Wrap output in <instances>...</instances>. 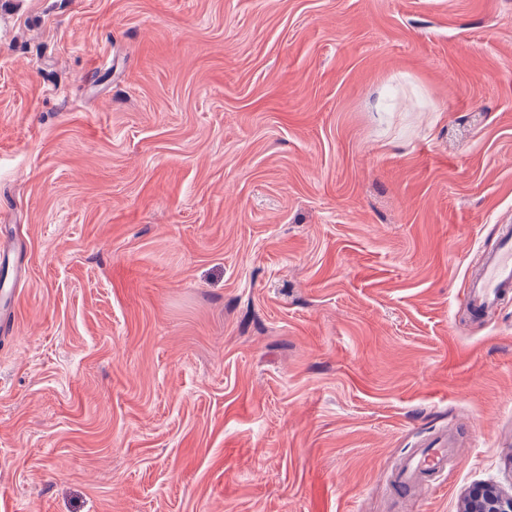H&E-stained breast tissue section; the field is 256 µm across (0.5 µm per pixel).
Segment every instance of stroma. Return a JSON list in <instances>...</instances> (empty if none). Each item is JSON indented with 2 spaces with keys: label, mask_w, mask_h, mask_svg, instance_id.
I'll return each mask as SVG.
<instances>
[{
  "label": "stroma",
  "mask_w": 512,
  "mask_h": 512,
  "mask_svg": "<svg viewBox=\"0 0 512 512\" xmlns=\"http://www.w3.org/2000/svg\"><path fill=\"white\" fill-rule=\"evenodd\" d=\"M509 214L512 0H0V512L512 485ZM497 244L481 252L464 289L465 315L483 321L512 297V224H497ZM455 437L441 434L425 446L402 457L394 472L392 486L402 497H411L432 488L439 478L448 476V464L454 456Z\"/></svg>",
  "instance_id": "obj_1"
}]
</instances>
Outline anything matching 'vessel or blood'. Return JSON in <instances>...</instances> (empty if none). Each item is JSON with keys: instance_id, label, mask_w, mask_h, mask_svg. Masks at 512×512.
<instances>
[{"instance_id": "vessel-or-blood-1", "label": "vessel or blood", "mask_w": 512, "mask_h": 512, "mask_svg": "<svg viewBox=\"0 0 512 512\" xmlns=\"http://www.w3.org/2000/svg\"><path fill=\"white\" fill-rule=\"evenodd\" d=\"M512 298V224L497 227V244L480 253L464 289L465 315L473 321L487 315ZM456 440L452 434L432 438L425 448L402 457L394 472L392 486L402 497L432 488L447 477Z\"/></svg>"}]
</instances>
